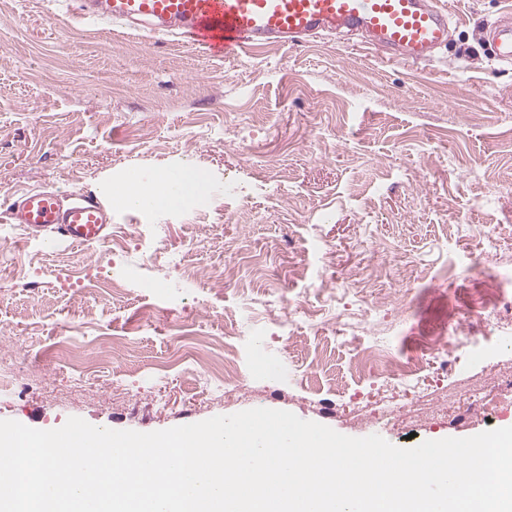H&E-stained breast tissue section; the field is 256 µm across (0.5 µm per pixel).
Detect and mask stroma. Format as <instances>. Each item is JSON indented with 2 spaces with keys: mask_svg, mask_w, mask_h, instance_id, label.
Wrapping results in <instances>:
<instances>
[{
  "mask_svg": "<svg viewBox=\"0 0 512 512\" xmlns=\"http://www.w3.org/2000/svg\"><path fill=\"white\" fill-rule=\"evenodd\" d=\"M444 2L447 48L404 64L336 33L221 61L171 35L72 28L75 0H0V213L29 189L99 198L121 171L148 179L186 159L209 181L184 209L115 213L122 262L161 279L158 293L116 297L96 283L110 241L47 248L0 221V356L21 383L0 389V420L49 430L79 417L148 433L268 408L350 437L376 423L402 448L512 425V405L488 407L512 370L511 325L459 343L448 374L426 359L399 386L356 371L353 345L331 331L289 338L281 325L297 299L330 317L317 282L357 270L338 308L364 306L362 342L381 332L408 355L416 337L461 325L476 264L512 287V66L477 38L512 0ZM228 178L247 201L225 198ZM156 224L164 240L149 264L140 244ZM286 253L302 273L275 287L249 265L222 292L205 277L182 281L190 267ZM273 294L276 323L263 318ZM228 322L251 341L229 396L180 359L186 328L200 326L217 354ZM445 390L453 404L404 427L373 413Z\"/></svg>",
  "mask_w": 512,
  "mask_h": 512,
  "instance_id": "1",
  "label": "stroma"
}]
</instances>
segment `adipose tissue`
<instances>
[{
  "label": "adipose tissue",
  "mask_w": 512,
  "mask_h": 512,
  "mask_svg": "<svg viewBox=\"0 0 512 512\" xmlns=\"http://www.w3.org/2000/svg\"><path fill=\"white\" fill-rule=\"evenodd\" d=\"M179 169L183 176V187L173 195L167 190L168 175L164 172L148 182L140 180L129 182L121 178L108 182L105 189L131 207L145 201L155 207H177L186 199L197 196L202 183L199 171L191 161H183Z\"/></svg>",
  "instance_id": "obj_1"
}]
</instances>
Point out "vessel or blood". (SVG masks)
<instances>
[{
  "label": "vessel or blood",
  "instance_id": "obj_1",
  "mask_svg": "<svg viewBox=\"0 0 512 512\" xmlns=\"http://www.w3.org/2000/svg\"><path fill=\"white\" fill-rule=\"evenodd\" d=\"M88 23L174 34L215 59L288 44L336 29L361 34L390 60L431 61L448 42L451 19L441 0H80ZM500 63L512 64V21L480 30ZM110 205L91 196L66 198L30 190L8 209V223L47 232L48 242L89 246L104 241Z\"/></svg>",
  "mask_w": 512,
  "mask_h": 512
}]
</instances>
